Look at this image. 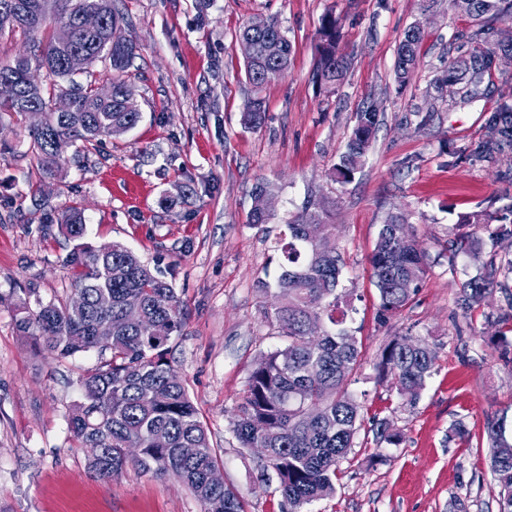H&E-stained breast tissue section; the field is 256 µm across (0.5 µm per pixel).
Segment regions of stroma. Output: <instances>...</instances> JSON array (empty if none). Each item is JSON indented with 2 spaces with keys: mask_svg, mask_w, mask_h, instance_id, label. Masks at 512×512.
<instances>
[{
  "mask_svg": "<svg viewBox=\"0 0 512 512\" xmlns=\"http://www.w3.org/2000/svg\"><path fill=\"white\" fill-rule=\"evenodd\" d=\"M124 35L137 50L123 78L142 114L121 137L69 147L64 171L42 173L28 126L0 118V512H202L171 477L133 466L106 483L86 469L73 441L69 410L82 397L80 375L97 351L57 358L15 325L16 300L71 293L63 259L72 244L42 221L34 199L82 208L86 239L120 242L169 282L184 327L167 357L185 383L224 483L246 512H282L275 472H261L257 451L240 447L231 423L247 377L261 356L282 347L266 317L271 299L255 287L274 281L286 222L302 209L335 226L346 267L338 289L351 303L347 325L366 353L348 390L364 422L340 465L333 496L307 512H500L483 437L488 418L512 435V369L491 342L505 307L494 289L480 308L457 305L459 283L479 261L448 260V242L474 232L463 218L493 213L512 197L471 153L499 99L512 96V69L495 71L484 97L449 106L436 90L448 51L474 28L452 0H118ZM338 24L351 62L343 83L321 89L312 73L324 16ZM278 20L293 46L288 72L263 91L265 119L242 122L251 96L236 34L246 23ZM424 33L411 82L398 87L394 61L412 25ZM376 106L380 125L363 167L348 183L333 169L355 114ZM277 188L269 223L249 222L260 181ZM402 214L430 254L411 304L388 321L369 258L389 214ZM424 340L437 369L415 403L380 376L382 349L396 336ZM389 419L399 445H377L375 419Z\"/></svg>",
  "mask_w": 512,
  "mask_h": 512,
  "instance_id": "1",
  "label": "stroma"
}]
</instances>
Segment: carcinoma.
Segmentation results:
<instances>
[{"mask_svg":"<svg viewBox=\"0 0 512 512\" xmlns=\"http://www.w3.org/2000/svg\"><path fill=\"white\" fill-rule=\"evenodd\" d=\"M100 14L102 27L87 32L83 14ZM468 14L476 28L456 46L448 58V79L437 91L453 101L469 102L482 90L495 68L493 57L503 47L494 42L496 23L512 16V0H471ZM123 15L114 0H0V37L20 36L28 52L13 62L0 63V83L13 87L0 93V116L27 119L36 108L45 114L41 127L29 134L41 167L47 172L62 169L64 152L78 141H99L119 136L136 127L141 112L131 102V93L121 78L136 55V46L121 33ZM265 33L248 26L238 32L256 45L254 57L244 60L245 77L253 98L248 100L243 121L257 126L265 112L261 97L266 86L288 71L292 45L279 22L268 20ZM320 44L313 72L315 80L334 88L348 71L347 58L338 51L337 21L327 15L319 31ZM280 42V54L265 53L268 39ZM422 30L413 26L399 43L395 77L406 83L418 65ZM74 54L85 57L82 72L93 64H107L112 97L103 99L97 87L74 80L68 65ZM71 98V111L55 112L56 97ZM380 124L372 106L356 113V123L334 168L335 177L350 182L360 170ZM477 153L496 168L497 178L512 183V166L502 160L512 155V100H503L486 118ZM275 187L261 181L252 193L251 223L271 219L264 205ZM484 227L497 244L512 242V225ZM60 231L74 242L64 264L73 270L74 290L85 296L83 307L70 300L15 304L18 331L33 336L59 358L96 350L107 358L80 379L82 398L72 406L69 427L81 448H99L87 465L99 479L110 482L131 465L155 477H174L203 504L204 512H245L243 500L224 485L222 462L198 417L187 389L167 358V344L181 333V302L170 283L160 278L126 246L112 243V253L103 254L85 240L82 211L68 206L58 213ZM320 224L323 233L308 237V226ZM334 225L324 214L303 210L285 224L288 242L282 246V272L270 283L259 280L256 288L273 298L268 317L286 344L266 355L250 372L239 414L232 431L244 448H264L268 456L259 467H271L288 512H305L314 501L335 493L336 470L353 448L361 427V405L348 390V381L363 360V343L346 327L348 309L336 295L343 268L336 246ZM481 240L461 236L448 244V260L459 254L479 257ZM371 279L379 292L380 316L387 318L405 309L413 300L429 263L428 253L399 215L382 225L370 257ZM512 277V255L505 254L482 264L478 273L461 283L457 304L465 312L484 303L499 279ZM130 307L139 309L142 320L127 319ZM112 322V334L97 335L100 323ZM312 322L326 330L308 343ZM411 336H396L382 350L381 371L391 376L398 394L413 403L436 371L434 350H415ZM489 468L500 501L512 507V438L503 424L490 420L485 427ZM381 443L397 445L400 434L385 419L376 423ZM195 448L191 458L180 449Z\"/></svg>","mask_w":512,"mask_h":512,"instance_id":"obj_1","label":"carcinoma"}]
</instances>
